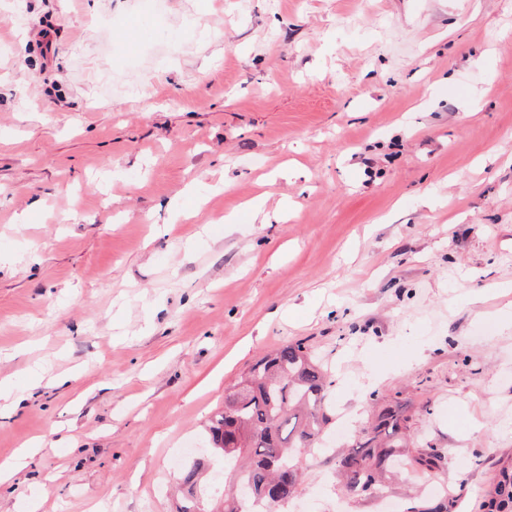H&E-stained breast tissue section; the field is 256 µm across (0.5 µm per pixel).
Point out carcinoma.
Returning <instances> with one entry per match:
<instances>
[{"instance_id": "obj_1", "label": "carcinoma", "mask_w": 512, "mask_h": 512, "mask_svg": "<svg viewBox=\"0 0 512 512\" xmlns=\"http://www.w3.org/2000/svg\"><path fill=\"white\" fill-rule=\"evenodd\" d=\"M331 372L303 340L286 343L260 356L224 395V409L211 420L210 456L231 467L239 482L253 487L247 501L231 494L211 501L199 488L204 463L194 462L181 476L183 503L178 512H268L271 500L288 504L299 491L304 461L324 436L335 415L327 404ZM400 392L382 397L355 443L338 458L343 490L374 497L385 478L403 464L412 479L431 481L447 452L430 442L408 440L410 417ZM456 500L430 506L412 500L407 512H451Z\"/></svg>"}]
</instances>
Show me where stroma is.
<instances>
[{
    "mask_svg": "<svg viewBox=\"0 0 512 512\" xmlns=\"http://www.w3.org/2000/svg\"><path fill=\"white\" fill-rule=\"evenodd\" d=\"M154 2L0 0V512H175L301 339L350 419L277 512H474L512 461V0ZM375 391L433 485L340 492Z\"/></svg>",
    "mask_w": 512,
    "mask_h": 512,
    "instance_id": "stroma-1",
    "label": "stroma"
}]
</instances>
